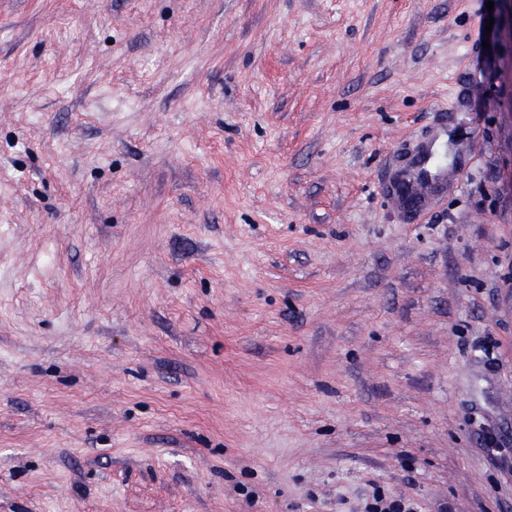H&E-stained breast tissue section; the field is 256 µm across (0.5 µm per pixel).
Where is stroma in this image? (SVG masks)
Returning a JSON list of instances; mask_svg holds the SVG:
<instances>
[{"label":"stroma","instance_id":"1","mask_svg":"<svg viewBox=\"0 0 512 512\" xmlns=\"http://www.w3.org/2000/svg\"><path fill=\"white\" fill-rule=\"evenodd\" d=\"M377 488L512 512V7L0 0V512ZM414 161L416 162L415 172L417 173L414 177L419 185H430L445 179V167L438 163L433 152L430 151L424 157L418 156ZM420 174L424 177L422 178Z\"/></svg>","mask_w":512,"mask_h":512}]
</instances>
